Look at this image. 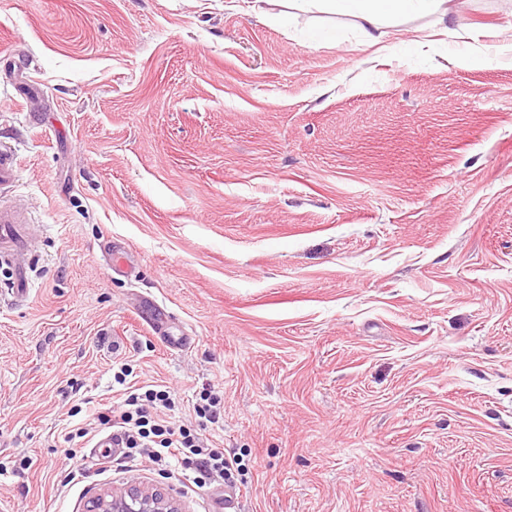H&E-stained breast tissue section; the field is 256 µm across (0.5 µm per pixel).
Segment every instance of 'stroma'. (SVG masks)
<instances>
[{"instance_id":"stroma-1","label":"stroma","mask_w":512,"mask_h":512,"mask_svg":"<svg viewBox=\"0 0 512 512\" xmlns=\"http://www.w3.org/2000/svg\"><path fill=\"white\" fill-rule=\"evenodd\" d=\"M455 2L462 37L412 17L369 47L253 0H0L30 287L0 263V512L132 480L213 512L66 442L117 358L181 424L222 395L241 512H512V0Z\"/></svg>"}]
</instances>
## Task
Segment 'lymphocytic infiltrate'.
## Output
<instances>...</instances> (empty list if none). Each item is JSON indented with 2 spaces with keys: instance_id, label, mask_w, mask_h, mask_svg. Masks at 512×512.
<instances>
[{
  "instance_id": "obj_1",
  "label": "lymphocytic infiltrate",
  "mask_w": 512,
  "mask_h": 512,
  "mask_svg": "<svg viewBox=\"0 0 512 512\" xmlns=\"http://www.w3.org/2000/svg\"><path fill=\"white\" fill-rule=\"evenodd\" d=\"M175 405L168 386L148 384L127 391L119 417L101 412L96 428L117 426V435L124 449L120 457L103 456V465H136L147 460L159 467L180 466L193 473L194 483L236 482L241 472L237 459L225 457L221 448L210 445L201 431L208 425L219 424L221 399L204 392L194 411L198 429H190L166 419V410ZM96 428L77 427L68 431L66 441L85 440L94 436Z\"/></svg>"
}]
</instances>
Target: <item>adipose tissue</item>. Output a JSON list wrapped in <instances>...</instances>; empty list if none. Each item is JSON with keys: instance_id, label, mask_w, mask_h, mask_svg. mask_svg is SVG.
I'll use <instances>...</instances> for the list:
<instances>
[{"instance_id": "ef3b65f1", "label": "adipose tissue", "mask_w": 512, "mask_h": 512, "mask_svg": "<svg viewBox=\"0 0 512 512\" xmlns=\"http://www.w3.org/2000/svg\"><path fill=\"white\" fill-rule=\"evenodd\" d=\"M288 4L298 10L318 9L357 19L365 43L371 46L378 43V32L390 18L433 15L446 34L454 35L461 29L451 0H288Z\"/></svg>"}]
</instances>
